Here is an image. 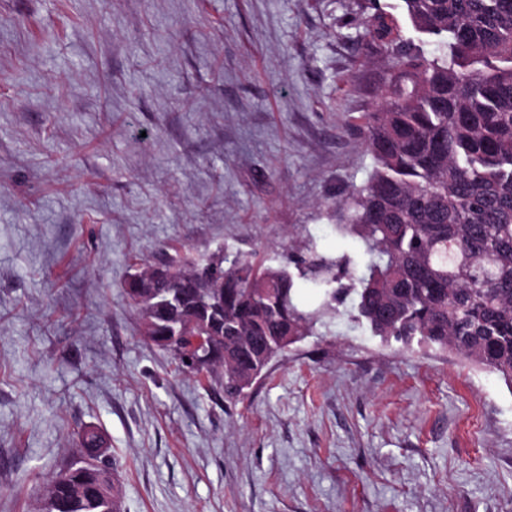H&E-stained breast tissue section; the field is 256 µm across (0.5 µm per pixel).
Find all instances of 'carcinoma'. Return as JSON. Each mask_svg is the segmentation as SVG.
Wrapping results in <instances>:
<instances>
[{"mask_svg":"<svg viewBox=\"0 0 512 512\" xmlns=\"http://www.w3.org/2000/svg\"><path fill=\"white\" fill-rule=\"evenodd\" d=\"M402 2L433 50L375 17L369 36L394 64L365 114L373 166L334 202L337 226L368 256L363 268L311 245L278 267L254 254L176 252L135 264L125 283L143 339L213 378L229 401L351 295L383 342L450 352L512 382V0ZM299 280L323 290L320 309L296 304ZM80 440L96 465L70 461L46 478L50 512H110L116 463L99 453L96 429Z\"/></svg>","mask_w":512,"mask_h":512,"instance_id":"cac0c4a2","label":"carcinoma"}]
</instances>
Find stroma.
Instances as JSON below:
<instances>
[{"label":"stroma","instance_id":"obj_1","mask_svg":"<svg viewBox=\"0 0 512 512\" xmlns=\"http://www.w3.org/2000/svg\"><path fill=\"white\" fill-rule=\"evenodd\" d=\"M401 0H0V512L97 428L122 512H512V384L356 321L240 401L147 344L124 283L160 252L361 261L329 208L372 159Z\"/></svg>","mask_w":512,"mask_h":512}]
</instances>
